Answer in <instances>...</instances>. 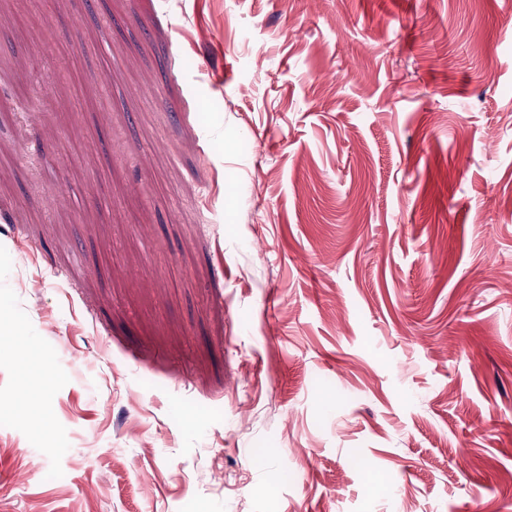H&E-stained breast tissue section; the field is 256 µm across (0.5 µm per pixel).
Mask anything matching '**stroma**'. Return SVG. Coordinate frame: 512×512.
Segmentation results:
<instances>
[{"label":"stroma","instance_id":"stroma-1","mask_svg":"<svg viewBox=\"0 0 512 512\" xmlns=\"http://www.w3.org/2000/svg\"><path fill=\"white\" fill-rule=\"evenodd\" d=\"M18 324L0 512H512V0H0ZM15 336H18L15 340L12 338L8 340H4L1 338V340L4 343H7L14 355V358L18 360L25 369H32L36 370L42 373L44 372V360L40 353L29 347L28 344H26L22 339L21 336V328L16 329Z\"/></svg>","mask_w":512,"mask_h":512}]
</instances>
